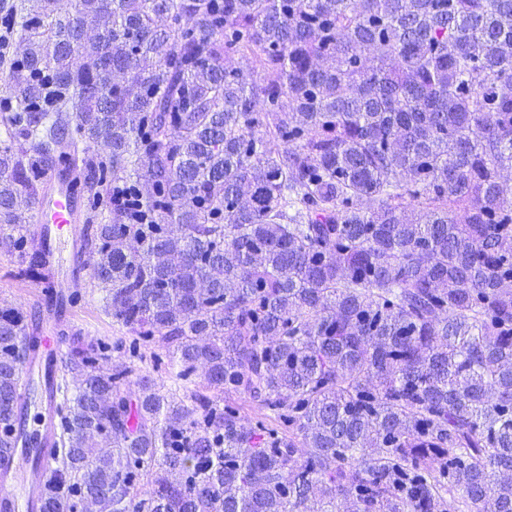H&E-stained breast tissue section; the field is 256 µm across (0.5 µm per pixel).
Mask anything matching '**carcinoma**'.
Instances as JSON below:
<instances>
[{"label":"carcinoma","mask_w":512,"mask_h":512,"mask_svg":"<svg viewBox=\"0 0 512 512\" xmlns=\"http://www.w3.org/2000/svg\"><path fill=\"white\" fill-rule=\"evenodd\" d=\"M61 2L0 0V254L54 280L64 166L173 388L74 333L35 512H512V0ZM37 335L0 306V397ZM42 179L44 189L33 209L35 240L49 263L58 266L68 261L63 256V248L70 245L74 273L79 254L76 224L83 219L86 199L73 191L68 173L62 167L47 169Z\"/></svg>","instance_id":"carcinoma-1"}]
</instances>
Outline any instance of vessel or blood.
<instances>
[{"instance_id":"b4317fda","label":"vessel or blood","mask_w":512,"mask_h":512,"mask_svg":"<svg viewBox=\"0 0 512 512\" xmlns=\"http://www.w3.org/2000/svg\"><path fill=\"white\" fill-rule=\"evenodd\" d=\"M44 189L33 209L35 240L49 262L64 265L66 256H78L77 226L86 208L84 196L74 192L63 168L52 167L43 175ZM38 367L37 400L25 407V426L30 439L42 445L39 469H32L22 453L11 451L0 458L6 477L0 482V512H26L40 494V482L52 469L48 448L46 410L56 401L55 384L62 374L60 345L51 327H42L35 362Z\"/></svg>"}]
</instances>
